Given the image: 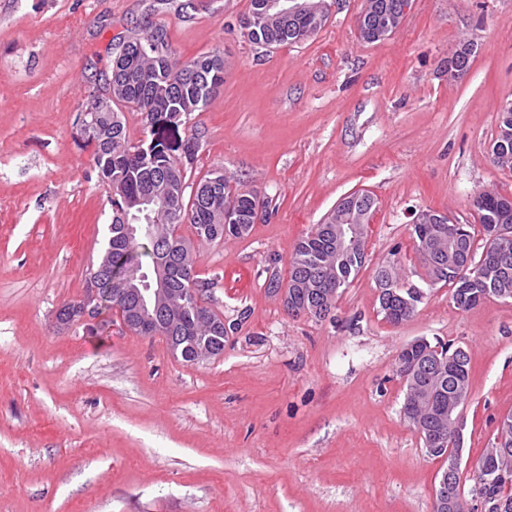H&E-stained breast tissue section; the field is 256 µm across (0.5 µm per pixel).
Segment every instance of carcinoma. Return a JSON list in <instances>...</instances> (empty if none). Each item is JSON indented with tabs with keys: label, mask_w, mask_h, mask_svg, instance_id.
Returning a JSON list of instances; mask_svg holds the SVG:
<instances>
[{
	"label": "carcinoma",
	"mask_w": 512,
	"mask_h": 512,
	"mask_svg": "<svg viewBox=\"0 0 512 512\" xmlns=\"http://www.w3.org/2000/svg\"><path fill=\"white\" fill-rule=\"evenodd\" d=\"M270 0H251L247 17L242 22L243 35L249 42L262 46L296 44L316 35L327 23V0H300L302 9L294 14L269 5ZM404 0H366L358 27L360 36L373 43L394 33L405 18ZM99 86L90 95L86 108L103 102L111 109H97L98 132L84 136L93 148V161L98 177L112 191V221L102 256L92 266L101 273L97 294L86 288L84 298L63 305L57 320L72 322V310L82 305L94 308L95 314L104 308L118 309L129 329L138 331L139 302L128 293L126 281L114 277L117 270L135 268L150 273L156 260L167 264L172 297L162 305L156 316V335L165 338L173 355L186 363H200L224 354L227 329L224 318L208 308H198L183 295L193 290L204 295L209 282L196 273V260L190 239L178 233L187 223L196 237L206 241H221L226 237L240 238L249 233L259 207L257 194L242 190L239 183L217 168L198 182H189L188 171L199 152L197 138L187 139L184 156L175 158L158 143L141 148L131 139L124 112L128 108L140 113L143 128L154 117L163 116L178 125L192 113L201 111L218 87L224 83V61L217 53L182 62L169 42L162 26H150L143 34L123 36L115 43L112 63L100 73ZM490 161L500 169L512 171V103L500 112L499 126L490 150ZM481 228L471 224H439L438 213L420 212L422 223L413 225L416 250L433 284L451 288L455 308L471 310L487 299L499 295L512 300V200L494 192L475 197ZM374 210L363 202H340L311 230L298 240L290 260L287 283L277 274L268 279L267 288L275 293L283 288L288 294L287 311L323 320L335 308L336 288H347L356 279L366 262L365 252L353 258L336 254V225H360V234ZM150 218L159 240L130 237L125 225L145 223ZM507 224L508 234L489 240L491 225ZM239 225L244 233L233 231ZM461 239L448 248V239L456 234ZM398 251L388 262L392 287L401 298L390 306L384 318L398 324L411 319L420 299L410 302L412 295L405 290L398 268ZM477 266V274L461 275L458 266L467 259ZM422 358L429 369L404 377L405 418L430 448L428 435L441 433L446 448H458L448 408L465 406L470 392V356L452 343L431 344L425 341L412 351H403L399 358ZM472 500L481 505V512H498V502L512 500V458L497 462L481 455L477 462Z\"/></svg>",
	"instance_id": "obj_1"
}]
</instances>
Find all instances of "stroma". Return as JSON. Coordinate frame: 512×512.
I'll return each instance as SVG.
<instances>
[{
	"instance_id": "obj_1",
	"label": "stroma",
	"mask_w": 512,
	"mask_h": 512,
	"mask_svg": "<svg viewBox=\"0 0 512 512\" xmlns=\"http://www.w3.org/2000/svg\"><path fill=\"white\" fill-rule=\"evenodd\" d=\"M314 37L265 49L242 34L250 0H0V512H433L442 459L402 415L401 348L463 345L464 512L475 465L512 413V302L456 309L429 286L411 227L431 209L473 224L484 191L512 197L490 146L512 102V0H413L367 43L364 0H328ZM164 25L182 60L220 51L224 83L178 126L191 178L223 168L269 203L248 236L194 242L224 354L174 358L160 336L59 325L80 300L112 219L79 132L113 38ZM473 53L464 72L452 61ZM376 200L366 263L332 318L269 294L296 242L343 197ZM398 251L425 292L415 315L378 313Z\"/></svg>"
}]
</instances>
